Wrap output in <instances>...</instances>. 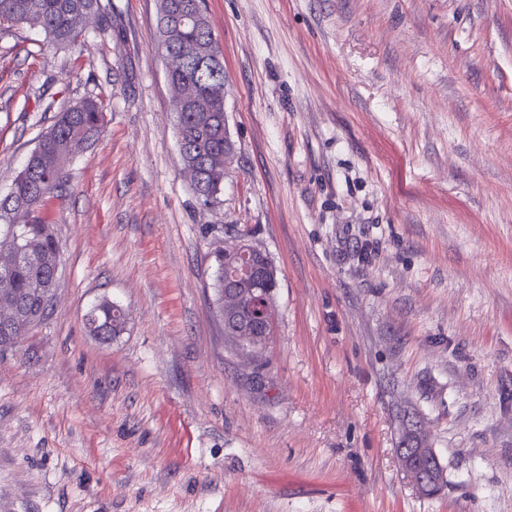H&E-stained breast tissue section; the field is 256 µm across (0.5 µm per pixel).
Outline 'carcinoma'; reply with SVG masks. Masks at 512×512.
Instances as JSON below:
<instances>
[{
  "instance_id": "carcinoma-1",
  "label": "carcinoma",
  "mask_w": 512,
  "mask_h": 512,
  "mask_svg": "<svg viewBox=\"0 0 512 512\" xmlns=\"http://www.w3.org/2000/svg\"><path fill=\"white\" fill-rule=\"evenodd\" d=\"M181 2L158 0V49L165 53L185 42L206 48L213 43L206 19L179 30L168 26L172 7ZM108 11L109 6L101 0H0V30L28 27L43 33L55 48L67 49L91 37H110ZM89 13L102 16V22L92 29L78 23L79 16ZM171 77L193 85L197 91L196 100L176 115L175 121L184 142L182 164L193 167L198 175V183L191 186L193 194L201 206L210 207L218 203L224 183V72L202 69L192 59L179 55L173 60ZM104 119L105 107L100 100L84 98L68 106L39 137L9 193L0 197V237L7 233L14 240L13 252L0 251V269L9 267L8 282L0 288V307H26L38 299L37 291L50 289L51 263L59 246L55 225L46 212L47 202L64 185L66 168L83 151L86 135L99 133ZM262 260L261 252L249 243L248 234H239L236 243L218 257L215 307H234L235 296L228 281L242 277L250 264ZM277 287L274 268L253 298L251 308L224 327V335L239 337L242 352L251 357H258L266 344L253 340L248 330L253 323L273 321ZM88 314L87 328L92 336L101 330L109 336H119L125 330V314L110 299L100 300ZM403 423L406 427L399 457L412 458L415 449L431 448L426 432L406 415Z\"/></svg>"
}]
</instances>
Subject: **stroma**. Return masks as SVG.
<instances>
[{
  "label": "stroma",
  "instance_id": "stroma-1",
  "mask_svg": "<svg viewBox=\"0 0 512 512\" xmlns=\"http://www.w3.org/2000/svg\"><path fill=\"white\" fill-rule=\"evenodd\" d=\"M110 2L115 37L68 51L0 33V196L59 112L108 106L49 204L54 305L0 353V512H512V0H206L236 144L211 208L158 2ZM240 232L279 278L254 362L213 305ZM87 313L89 318L87 328L91 336L101 342H110L109 336H120L125 330L126 317L112 300L102 299L92 306ZM104 330L106 335L98 336V332ZM412 421L413 420L409 419L408 415L405 414L403 416V425L406 423H408V425L405 427L401 448H398L399 457L413 458L415 456L414 448H426L429 449L431 457L433 458L432 449L434 450V448H431L428 434L425 431H421V429L417 427V424L411 423Z\"/></svg>",
  "mask_w": 512,
  "mask_h": 512
}]
</instances>
